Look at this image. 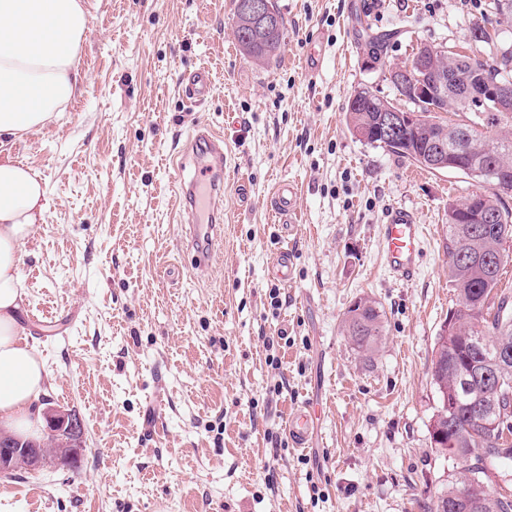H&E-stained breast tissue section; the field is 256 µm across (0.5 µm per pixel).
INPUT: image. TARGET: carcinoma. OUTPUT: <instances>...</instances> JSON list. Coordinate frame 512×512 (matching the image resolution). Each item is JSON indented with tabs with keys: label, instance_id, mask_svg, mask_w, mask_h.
<instances>
[{
	"label": "carcinoma",
	"instance_id": "1",
	"mask_svg": "<svg viewBox=\"0 0 512 512\" xmlns=\"http://www.w3.org/2000/svg\"><path fill=\"white\" fill-rule=\"evenodd\" d=\"M242 53L259 65L268 64L279 52L285 36L284 18L269 31L255 30L244 36L234 31ZM495 63L487 71V78L498 80L512 77V42L501 44L488 52ZM373 109L348 108L345 122L352 132L372 128L376 109L389 104L377 97ZM467 124L446 122L442 126H420L402 135L408 147L417 153L431 149L439 135L448 139V147L475 131L485 133L469 143L470 157L464 161L469 168H477V190L467 197L448 202V281L459 299L456 318L446 323L438 336L440 347L434 349L432 376L438 396V407H447V416L455 421L457 429L450 434L443 423L433 421L431 442L440 453L461 449L465 455L464 467L448 476V488L429 507V512H453L458 494L466 486L480 485L487 480L486 460L497 448H512V427L495 435L488 425L498 417L512 421V290L500 288L506 262H497L496 254L503 250L506 239H512V209L505 205V195L486 184L489 175L497 174L512 181V112L496 118L482 108L470 110ZM496 213L502 220L496 224H459L457 215L467 205ZM480 305L487 308L485 315L475 321L462 308ZM342 329L361 352H372L383 337V313L378 303L361 300L346 312ZM483 336L476 346L471 336ZM469 366L485 372L484 378L466 382L448 370V363ZM473 512H512V485L477 500Z\"/></svg>",
	"mask_w": 512,
	"mask_h": 512
}]
</instances>
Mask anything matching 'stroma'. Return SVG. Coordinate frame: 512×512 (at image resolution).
<instances>
[{
	"label": "stroma",
	"mask_w": 512,
	"mask_h": 512,
	"mask_svg": "<svg viewBox=\"0 0 512 512\" xmlns=\"http://www.w3.org/2000/svg\"><path fill=\"white\" fill-rule=\"evenodd\" d=\"M84 2L80 94L9 142L50 202L22 247L21 318L50 375L41 401L81 418L82 450L0 477V512H428L458 468L431 445L430 367L458 303L448 201L474 185L409 179L413 163L354 138L344 112L361 88L393 98L387 73L417 43L463 46L488 0H277L287 35L263 68L236 45L233 0ZM368 25L396 33L377 63ZM199 67L214 88L192 107L182 80ZM201 121L224 134V245L205 276L173 208V162ZM288 182L286 225L269 200ZM395 206L427 231L409 282L382 259ZM283 247L288 284L269 272ZM363 298L384 322L368 357L341 333ZM302 403L317 417L297 448L285 425Z\"/></svg>",
	"instance_id": "35a3bbf8"
}]
</instances>
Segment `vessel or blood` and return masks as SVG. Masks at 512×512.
I'll return each mask as SVG.
<instances>
[{
    "label": "vessel or blood",
    "instance_id": "vessel-or-blood-1",
    "mask_svg": "<svg viewBox=\"0 0 512 512\" xmlns=\"http://www.w3.org/2000/svg\"><path fill=\"white\" fill-rule=\"evenodd\" d=\"M213 78L198 68L185 78L184 97L191 103L204 102L212 93ZM224 136L210 125L196 124L177 167L174 180L176 212L187 229V247L194 250V264L209 273L223 243ZM299 197L289 184L281 185L270 201L272 212L282 223H292ZM425 235L414 213L397 207L382 226V256L389 272L398 280H412L419 268L421 243ZM313 428V413L307 405L288 415V435L296 447H305Z\"/></svg>",
    "mask_w": 512,
    "mask_h": 512
}]
</instances>
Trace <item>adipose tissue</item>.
<instances>
[{"mask_svg":"<svg viewBox=\"0 0 512 512\" xmlns=\"http://www.w3.org/2000/svg\"><path fill=\"white\" fill-rule=\"evenodd\" d=\"M87 23L82 0H0V137L42 127L76 97ZM48 211L37 170L0 144V433L24 438L44 425L49 374L20 319L21 247Z\"/></svg>","mask_w":512,"mask_h":512,"instance_id":"obj_1","label":"adipose tissue"}]
</instances>
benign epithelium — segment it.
Instances as JSON below:
<instances>
[{
	"mask_svg": "<svg viewBox=\"0 0 512 512\" xmlns=\"http://www.w3.org/2000/svg\"><path fill=\"white\" fill-rule=\"evenodd\" d=\"M239 13L243 18L242 24L254 27L257 19L273 15L270 0H241ZM512 28V23L505 17H500V23L482 24L475 35L469 36V42H497L501 34ZM448 55L461 64L469 65L465 73L466 98L470 104L477 103L489 112H512V79L505 78L494 82L485 80L484 70L474 64L472 54L465 49L447 51L443 47L418 45L408 63L392 68L390 75L407 83L410 95L415 99L448 100L454 82L437 69V59ZM442 120L438 111L420 112L407 106L393 104L379 111L373 131L393 134L400 129L417 127L419 125H439ZM46 419L45 437L39 441H29L25 447H20L10 438H0V473L9 475L12 471L24 468L33 470L40 466L47 457L45 447H52L51 454L56 460L68 463L78 456L80 439L84 425L75 414L61 408L49 407L44 412Z\"/></svg>",
	"mask_w": 512,
	"mask_h": 512,
	"instance_id": "1",
	"label": "benign epithelium"
}]
</instances>
